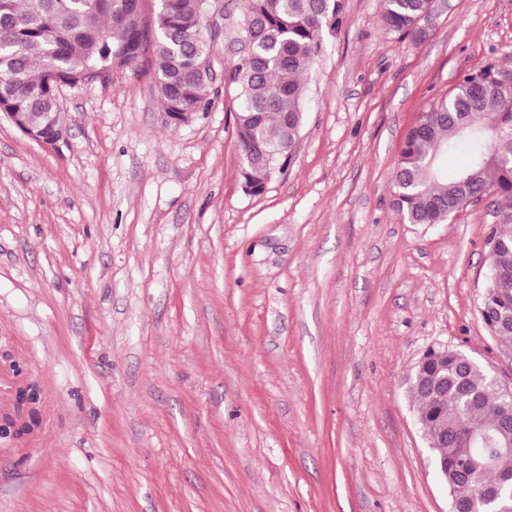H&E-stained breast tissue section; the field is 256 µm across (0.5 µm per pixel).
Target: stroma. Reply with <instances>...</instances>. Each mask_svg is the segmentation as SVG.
<instances>
[{
	"label": "stroma",
	"instance_id": "35a3bbf8",
	"mask_svg": "<svg viewBox=\"0 0 512 512\" xmlns=\"http://www.w3.org/2000/svg\"><path fill=\"white\" fill-rule=\"evenodd\" d=\"M346 0L302 77L305 122L243 192L237 0H207L211 104L166 123L148 59L62 88L68 137L0 116V512H449L406 378L431 348L512 385L481 316L491 199L392 205L407 130L467 71L512 66V0H446L403 38ZM37 401L38 392L32 386H19L16 389L14 414L3 417L0 415V440L7 437L20 438L31 430L36 416L32 405ZM29 410L31 419L28 416Z\"/></svg>",
	"mask_w": 512,
	"mask_h": 512
}]
</instances>
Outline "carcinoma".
I'll return each instance as SVG.
<instances>
[{"label": "carcinoma", "instance_id": "carcinoma-1", "mask_svg": "<svg viewBox=\"0 0 512 512\" xmlns=\"http://www.w3.org/2000/svg\"><path fill=\"white\" fill-rule=\"evenodd\" d=\"M346 0H243L239 36L247 53L227 77L238 89L235 126L242 189L264 192L301 131V78L319 56L323 35L338 28ZM434 0H385L386 28L401 37L425 35L420 22ZM201 0H156L152 24L143 0H0V112H18L22 128L62 126L59 84H88L92 70L135 66L147 53L165 115L205 111L211 77L199 69L211 45L201 32ZM466 144L464 164L450 171L442 156ZM495 224L486 244L489 268L481 315L491 335L512 342V67L487 61L463 74L407 132L392 176V203L409 224H441L486 198ZM448 375L433 396L409 384L423 432L438 437L439 464L464 502L498 491L496 509H512V432L499 426L503 396L482 366L458 352L423 362L417 377Z\"/></svg>", "mask_w": 512, "mask_h": 512}]
</instances>
